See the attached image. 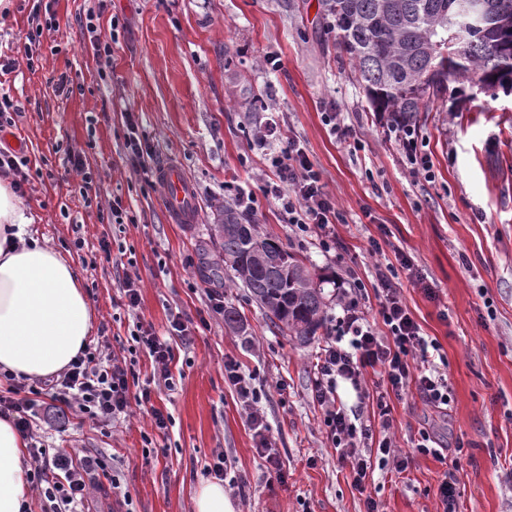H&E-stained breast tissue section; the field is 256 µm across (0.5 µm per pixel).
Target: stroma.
Masks as SVG:
<instances>
[{
  "instance_id": "35a3bbf8",
  "label": "stroma",
  "mask_w": 512,
  "mask_h": 512,
  "mask_svg": "<svg viewBox=\"0 0 512 512\" xmlns=\"http://www.w3.org/2000/svg\"><path fill=\"white\" fill-rule=\"evenodd\" d=\"M50 3L58 28L36 46L26 34L37 0H10L0 9V57L14 63L0 89L21 109L14 126L0 131V149L26 158L22 199L32 228L83 279L93 311L88 342L122 356L137 323L161 333L178 313L202 312L207 320L191 344L174 346L175 390L153 392L155 407L172 417L168 430L137 416L92 421L72 408L64 411L68 428L51 419L40 423L44 444L106 461L85 512H194L195 494L219 453L235 512H364L312 399L313 362L342 314L347 272L362 279L361 304L376 313L375 264L400 254L419 275L399 273L396 286L439 347L451 401L438 409L414 391L388 397L393 422L385 432L373 416L375 399L340 383L346 410L373 430L363 454L375 453L388 433L409 455L405 472L375 467L368 490L384 512H442L438 485L454 466L457 512H512V94L452 81L445 98L429 99L416 119L434 164L428 182L410 173L398 141L367 112L360 80L326 30L318 0ZM96 6L102 35L118 37L107 66L79 25ZM269 56L279 68L265 65ZM63 74L71 81L67 92L56 87ZM330 107L347 137H336L323 122ZM128 112L138 116L158 160L178 162L192 181L198 223H170L159 187L144 186L128 166ZM272 112L279 115V138L254 146ZM290 138L301 142L336 198V251L294 243L265 194L276 179L269 158ZM71 150L93 175L88 196L78 192L79 176L63 166ZM241 189L258 199L261 231L323 281V322L309 343L274 327L232 270L219 280L205 274L219 258L210 239L216 213ZM116 197L128 217L110 224L102 216ZM373 238L383 249L377 258L368 252ZM103 239L114 247L108 262L99 257ZM127 275L140 280L134 311L121 288ZM214 292L237 313L236 328L207 312ZM230 359L257 391L266 438L256 434L251 409L224 380ZM422 431L439 446L461 448L458 463L415 453ZM269 453L282 460L283 475L267 470ZM114 478L123 498L107 492Z\"/></svg>"
}]
</instances>
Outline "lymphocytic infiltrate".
<instances>
[{
    "mask_svg": "<svg viewBox=\"0 0 512 512\" xmlns=\"http://www.w3.org/2000/svg\"><path fill=\"white\" fill-rule=\"evenodd\" d=\"M125 126L126 162L145 183H152L156 176L155 150L141 132L134 113H126ZM386 127L399 141L411 174L432 180L433 164L419 144L416 124L406 119H390ZM270 164L277 180L267 184L266 193L279 202L285 223L292 225L296 237L313 236L323 251L335 250L336 200L326 191L320 172L299 142L288 139L271 157ZM394 278L392 266L377 265V321L369 320L356 296L349 299L336 320L334 335L327 337L313 365L312 398L324 410V425L334 447L352 448L373 436L370 426H356L344 409L337 407L339 381H348L359 391L367 373L379 375L384 390L377 395L378 417L386 432L392 422L388 395L400 397L414 390L436 407L450 400L448 380L431 362L430 343L402 300ZM195 334L192 321L179 316L172 317L162 335L153 326H138L133 340L154 362L155 383L169 390L174 388L172 340L177 337L188 343ZM137 381L132 366L113 357L82 352L57 379L51 402L41 414L53 418L57 404L62 403L76 405L91 418L113 420L129 415L136 407L149 416L156 429H167L172 419L154 406L150 386H140L138 393H131L130 388ZM42 393L41 387L22 383L11 386L8 394H0V415L12 417L24 437L33 434L39 414L35 406ZM28 454L32 482L43 496L42 512H76L86 498L89 479L106 467L98 456L52 451L42 445H31Z\"/></svg>",
    "mask_w": 512,
    "mask_h": 512,
    "instance_id": "lymphocytic-infiltrate-1",
    "label": "lymphocytic infiltrate"
}]
</instances>
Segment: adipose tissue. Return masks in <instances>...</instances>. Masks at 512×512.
Listing matches in <instances>:
<instances>
[{"label":"adipose tissue","instance_id":"1","mask_svg":"<svg viewBox=\"0 0 512 512\" xmlns=\"http://www.w3.org/2000/svg\"><path fill=\"white\" fill-rule=\"evenodd\" d=\"M22 199L0 179V372L49 378L84 349L92 312L82 279L36 238ZM26 441L0 417V512H24L29 498Z\"/></svg>","mask_w":512,"mask_h":512}]
</instances>
